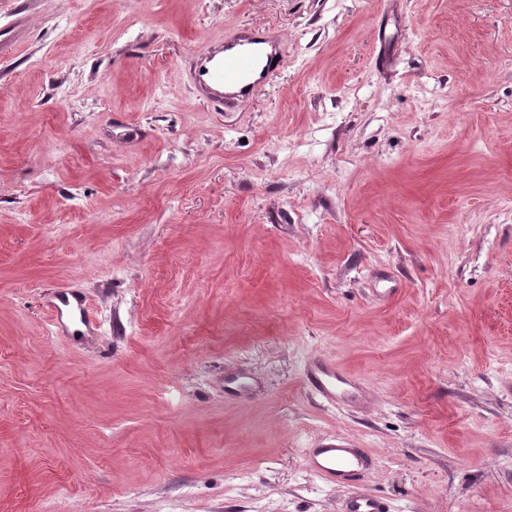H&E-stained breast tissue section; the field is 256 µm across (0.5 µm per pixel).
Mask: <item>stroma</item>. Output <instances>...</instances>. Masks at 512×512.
<instances>
[{"label":"stroma","mask_w":512,"mask_h":512,"mask_svg":"<svg viewBox=\"0 0 512 512\" xmlns=\"http://www.w3.org/2000/svg\"><path fill=\"white\" fill-rule=\"evenodd\" d=\"M243 29L287 64L222 109ZM331 439L512 512V0H0V512H343ZM265 44L274 48V54L266 52ZM275 57L279 60L272 67ZM284 63L283 53L265 37L238 34L197 57L194 80L205 96L230 107L254 98ZM69 296L75 300V304L71 302ZM75 308L84 324L90 326L92 324L91 309L87 304L86 300L78 298L72 293L64 292L60 293L55 297V301H51L48 304V309L51 314V319L55 326L60 325L63 319L64 311L66 309ZM310 384L324 397L334 400L336 382L353 387L351 377L336 369V366L325 361H317L309 373Z\"/></svg>","instance_id":"obj_1"}]
</instances>
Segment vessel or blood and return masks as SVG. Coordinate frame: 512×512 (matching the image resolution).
<instances>
[{"mask_svg": "<svg viewBox=\"0 0 512 512\" xmlns=\"http://www.w3.org/2000/svg\"><path fill=\"white\" fill-rule=\"evenodd\" d=\"M266 39L257 34H238L225 38L215 49L201 53L194 67V80L202 93L230 107L254 98L275 73L274 57L265 49ZM76 309L84 324H91V309L86 301L70 300L58 294L48 305L54 324H61L66 309ZM310 384L327 399L336 396L337 384L351 385V377L330 363L316 362L309 373ZM306 466L327 482L354 487L344 512H386L374 495L358 490L363 475L374 464L371 455L358 448L334 444L303 451Z\"/></svg>", "mask_w": 512, "mask_h": 512, "instance_id": "b4317fda", "label": "vessel or blood"}]
</instances>
